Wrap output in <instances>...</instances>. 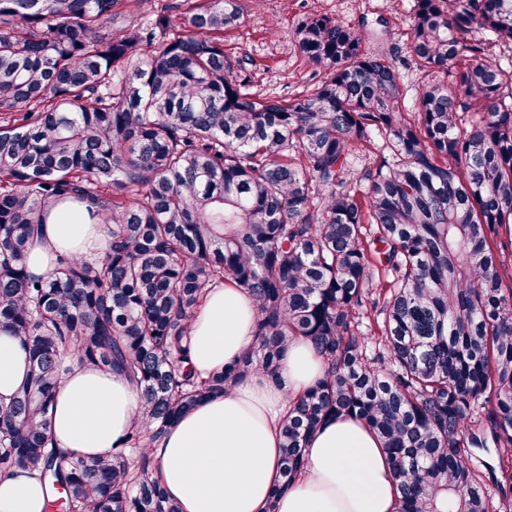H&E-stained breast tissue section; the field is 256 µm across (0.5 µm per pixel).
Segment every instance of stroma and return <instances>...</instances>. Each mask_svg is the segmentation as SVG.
Instances as JSON below:
<instances>
[{"instance_id": "stroma-1", "label": "stroma", "mask_w": 512, "mask_h": 512, "mask_svg": "<svg viewBox=\"0 0 512 512\" xmlns=\"http://www.w3.org/2000/svg\"><path fill=\"white\" fill-rule=\"evenodd\" d=\"M413 0H245L237 29L224 45L243 58L252 77L250 90L262 97L293 98L324 80L294 46L292 33L305 16L322 13L345 26L386 31L378 44L400 68L407 84L418 75L409 56L407 31Z\"/></svg>"}]
</instances>
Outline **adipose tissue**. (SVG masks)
<instances>
[{
  "mask_svg": "<svg viewBox=\"0 0 512 512\" xmlns=\"http://www.w3.org/2000/svg\"><path fill=\"white\" fill-rule=\"evenodd\" d=\"M89 205L53 206L30 250V275L45 278L62 258H99L105 227L88 221ZM256 304L232 284L210 289L189 336L190 364L207 375L238 362L248 347ZM324 364L311 343L289 344L280 373L240 379L228 392L201 400L172 425L150 453L159 477L182 512H396L398 489L377 435L362 421L326 419L309 440L305 473L281 476L280 426L289 396L309 388ZM30 372L19 338L0 332V399L12 396ZM139 407L135 382L117 372L71 365L50 410L53 445L93 460L124 438ZM50 487L21 471L0 480V512H43Z\"/></svg>",
  "mask_w": 512,
  "mask_h": 512,
  "instance_id": "1",
  "label": "adipose tissue"
}]
</instances>
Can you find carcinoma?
Masks as SVG:
<instances>
[{
    "mask_svg": "<svg viewBox=\"0 0 512 512\" xmlns=\"http://www.w3.org/2000/svg\"><path fill=\"white\" fill-rule=\"evenodd\" d=\"M241 16L182 0L145 26L131 0H0V331L31 360L0 402V478L50 482L49 512H182L148 448L302 338L327 369L288 401L286 482L321 421L352 416L382 442L397 512H489L474 449L493 443L512 483V64L489 60L512 49V0H414L410 107L374 36L324 14L294 40L326 80L255 96L224 48ZM377 136L390 156L352 168ZM69 198L108 226L104 256L32 278L38 225ZM228 281L257 301L255 339L201 376L190 321ZM66 354L139 386L136 426L92 462L50 447Z\"/></svg>",
    "mask_w": 512,
    "mask_h": 512,
    "instance_id": "cac0c4a2",
    "label": "carcinoma"
}]
</instances>
